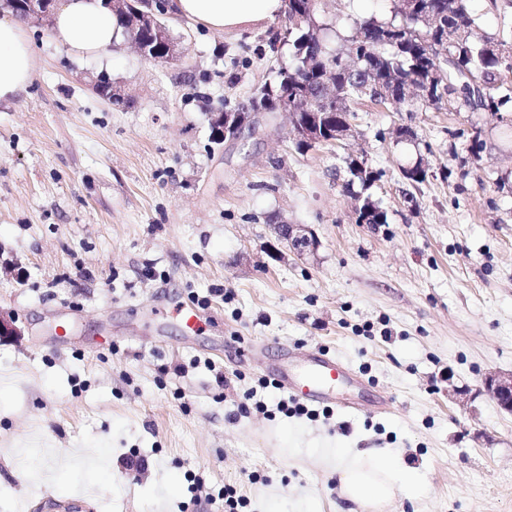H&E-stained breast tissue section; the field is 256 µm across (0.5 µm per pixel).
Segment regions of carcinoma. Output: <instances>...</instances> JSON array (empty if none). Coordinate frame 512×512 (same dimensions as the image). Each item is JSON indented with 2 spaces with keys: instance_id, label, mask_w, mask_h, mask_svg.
Masks as SVG:
<instances>
[{
  "instance_id": "carcinoma-1",
  "label": "carcinoma",
  "mask_w": 512,
  "mask_h": 512,
  "mask_svg": "<svg viewBox=\"0 0 512 512\" xmlns=\"http://www.w3.org/2000/svg\"><path fill=\"white\" fill-rule=\"evenodd\" d=\"M283 41L292 47V61L281 67L274 78L264 83L247 105L230 107V112H252L261 107H274L279 98L288 96V109H299L307 96L318 99L322 73H333L335 99L328 112L345 119L352 114L351 104L373 99L380 94L372 82L383 81L391 94L398 98L393 107L406 106L405 90L413 85L419 90L444 87L448 98H467L474 93L471 80L484 81L480 108L494 113L512 112V85L502 78V72H512V50L495 44L477 32L476 18L468 0H417L414 19L379 21L365 18L356 23L350 35L337 48L325 43L326 31L333 23L319 14V0H286L283 15ZM310 74L301 86L295 74ZM336 125L326 123L322 139L298 141L299 151L315 148L335 138ZM464 150L474 160H480L484 150L481 130L469 133ZM350 179L346 187L361 184L370 189L376 172L367 160L345 157ZM358 223L385 224L387 214L367 196L360 206Z\"/></svg>"
}]
</instances>
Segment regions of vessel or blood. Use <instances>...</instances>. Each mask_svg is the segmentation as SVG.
Here are the masks:
<instances>
[{
    "instance_id": "obj_1",
    "label": "vessel or blood",
    "mask_w": 512,
    "mask_h": 512,
    "mask_svg": "<svg viewBox=\"0 0 512 512\" xmlns=\"http://www.w3.org/2000/svg\"><path fill=\"white\" fill-rule=\"evenodd\" d=\"M267 372L282 391L317 406L335 402L337 384L350 380L349 371L335 356L319 348L301 352L297 357L284 356L271 364Z\"/></svg>"
}]
</instances>
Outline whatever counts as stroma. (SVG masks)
Here are the masks:
<instances>
[{
	"label": "stroma",
	"mask_w": 512,
	"mask_h": 512,
	"mask_svg": "<svg viewBox=\"0 0 512 512\" xmlns=\"http://www.w3.org/2000/svg\"><path fill=\"white\" fill-rule=\"evenodd\" d=\"M392 6L322 0L320 14L345 36ZM470 6L482 35L512 44V0ZM24 27L32 81L0 103V314L17 328L0 338V512L66 498L83 512H214L227 485L243 512H336L318 457L342 440L399 449L424 475V497L386 512H512V414L484 386L512 372V122L457 101H361L336 146L299 152L279 109L217 146L211 112L290 63L280 21L224 34L173 17V66L125 39L110 58L78 56L50 22ZM102 73L126 105L94 92ZM474 125L476 167L457 136ZM350 153L378 171L387 223H358ZM419 160L429 174L414 186L402 169ZM282 223L319 248L295 254ZM183 304L201 311L198 332ZM247 347L267 362L329 349L364 381L336 388L356 412L284 415ZM251 391L265 408L246 414ZM278 238L285 241L293 250L315 252L319 247V241L315 234L299 224H278L274 227Z\"/></svg>",
	"instance_id": "35a3bbf8"
}]
</instances>
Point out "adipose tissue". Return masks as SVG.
<instances>
[{
    "mask_svg": "<svg viewBox=\"0 0 512 512\" xmlns=\"http://www.w3.org/2000/svg\"><path fill=\"white\" fill-rule=\"evenodd\" d=\"M284 9V0H177L178 15L224 33L276 19ZM51 34L76 53L106 56L121 30L102 0H66L53 16ZM32 76V50L24 28L0 20V101L23 91ZM328 459L341 497L362 512H385L397 496H417L424 489L422 474L406 466L392 448L361 452L339 446L330 449Z\"/></svg>",
    "mask_w": 512,
    "mask_h": 512,
    "instance_id": "adipose-tissue-1",
    "label": "adipose tissue"
}]
</instances>
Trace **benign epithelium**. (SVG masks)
<instances>
[{
	"mask_svg": "<svg viewBox=\"0 0 512 512\" xmlns=\"http://www.w3.org/2000/svg\"><path fill=\"white\" fill-rule=\"evenodd\" d=\"M104 5L115 15L124 19L125 28L131 32L130 43L144 58H150V46L139 37L143 29L151 30L157 37L167 62H176L180 58L177 43L172 38L166 20L176 15L175 0H103ZM58 0H14L13 6L21 8L34 21L42 22L51 17L57 8ZM96 94L113 103L125 101L124 95L112 80L101 77L94 83ZM327 116L325 112H311L298 121L297 114L291 113V130L294 136L302 140L319 138L320 120ZM260 122V112H224L218 110L210 114L212 128L223 133L227 141L243 138L245 133L254 134ZM275 233L278 238L293 250L315 252L319 241L315 234L299 224H277ZM485 387L497 404L512 413V373L491 375L485 378Z\"/></svg>",
	"mask_w": 512,
	"mask_h": 512,
	"instance_id": "benign-epithelium-1",
	"label": "benign epithelium"
}]
</instances>
